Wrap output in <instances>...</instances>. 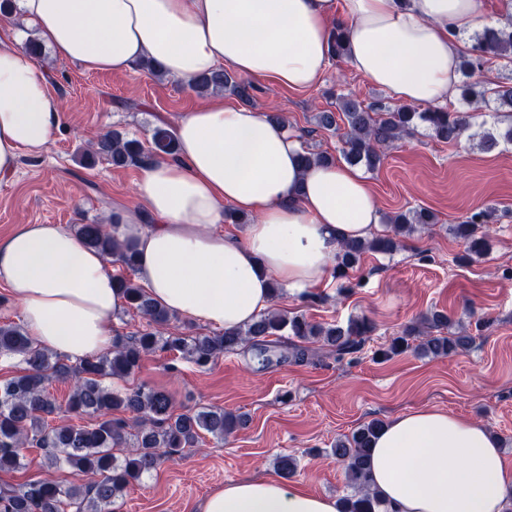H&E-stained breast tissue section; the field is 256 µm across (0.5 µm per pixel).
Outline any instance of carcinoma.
I'll use <instances>...</instances> for the list:
<instances>
[{
  "label": "carcinoma",
  "instance_id": "carcinoma-1",
  "mask_svg": "<svg viewBox=\"0 0 512 512\" xmlns=\"http://www.w3.org/2000/svg\"><path fill=\"white\" fill-rule=\"evenodd\" d=\"M491 57L512 62V15L498 27H486L475 34L463 55L461 72L465 75L483 67ZM229 90L240 98L249 97L248 86L228 72L217 69L199 79L196 91ZM461 96L476 111L494 103L491 117L512 119V85L475 89L461 88ZM473 114L429 107L423 111L411 105L397 107L366 105L351 97L338 98L336 111L318 113V125L325 129H345L342 155L350 164L377 169L384 159V149L402 139L423 123L432 136L446 143L458 141L471 128ZM480 145L491 151L500 144L512 145V122L504 128L485 129L479 133ZM93 153L105 158L114 168L135 165L154 155L176 154L171 130L156 128L150 147L119 132L108 131L92 142ZM496 218L495 209L474 212L449 231L464 248L463 258L480 256L486 249L485 228ZM385 233L361 241H346L336 255L335 273L345 277L364 254H391L403 246L405 239L419 229L437 223V215L424 207L385 215ZM114 224H77L75 233L91 248L120 265L113 282L124 292L127 307L146 320V327L131 336L115 333L112 349L80 359L76 365L69 358L35 345L23 326L0 324V358H16L22 364L20 374L0 381V471L25 468L23 448L28 445L43 451L46 470L67 468L73 480L65 485L51 478H30L16 486L0 487V512H112V506L142 477L157 468L164 457L173 458L195 447L202 435L222 441L243 424V418L217 407H202L177 413L172 396L165 391L138 386L125 392L114 391L105 384L107 378L126 379L138 369L144 355L176 352L199 369H206L225 354L247 345H264L271 336H292L300 341H318L343 356L357 352L364 336L372 331L366 319H352L347 326H324L303 315L287 316L270 310L243 327L223 330L212 335L178 336L166 331L175 318L156 304L146 291L134 283L128 273L135 271V255L116 235ZM429 334L417 340L416 328L408 327L403 335L392 338L378 354L387 359L413 347L423 356H450L469 347L472 336L465 331L445 334L453 321L442 312L421 317ZM72 382L66 403L61 405L49 393L53 380ZM65 413L80 417L93 415L95 422L77 426L64 419L51 424L48 418ZM383 422L371 420L351 434L336 440L328 455L344 467L350 493L342 498L343 512H384L378 496L367 481L372 442ZM125 448L118 457L114 450ZM275 467L284 479L297 471L295 457L282 455ZM91 476L86 483L83 477Z\"/></svg>",
  "mask_w": 512,
  "mask_h": 512
}]
</instances>
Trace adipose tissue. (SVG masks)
<instances>
[{
    "mask_svg": "<svg viewBox=\"0 0 512 512\" xmlns=\"http://www.w3.org/2000/svg\"><path fill=\"white\" fill-rule=\"evenodd\" d=\"M20 17L60 59L90 72L143 61L185 84L220 67L306 89L328 67L335 24L348 61L399 101L452 99L463 34L478 0H18ZM61 120L47 71L20 36L0 37V179L21 154H43ZM175 156L141 164L137 203L115 210L136 275L167 310L216 329L250 323L270 284L319 287L341 242L372 238L380 215L363 171L303 167L299 139L279 122L209 98L175 125ZM252 215L243 235L220 231L226 209ZM0 285L28 336L73 360L112 347L125 306L106 259L57 224H22L0 237ZM387 512H512V464L473 419L424 407L390 417L369 461ZM198 512H341L335 496L276 476L225 483Z\"/></svg>",
    "mask_w": 512,
    "mask_h": 512,
    "instance_id": "1",
    "label": "adipose tissue"
}]
</instances>
